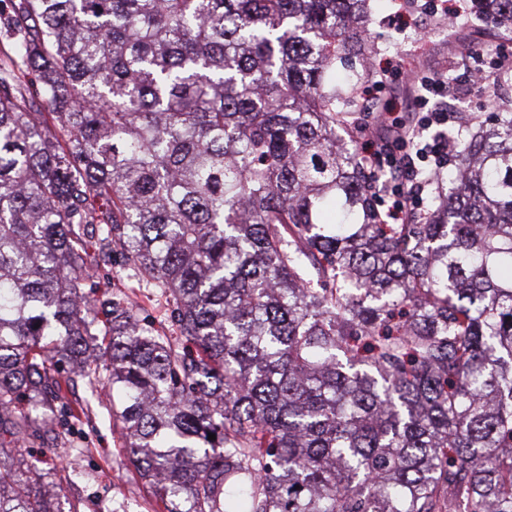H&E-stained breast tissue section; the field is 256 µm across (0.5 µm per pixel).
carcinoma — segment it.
Masks as SVG:
<instances>
[{
	"label": "carcinoma",
	"mask_w": 512,
	"mask_h": 512,
	"mask_svg": "<svg viewBox=\"0 0 512 512\" xmlns=\"http://www.w3.org/2000/svg\"><path fill=\"white\" fill-rule=\"evenodd\" d=\"M10 2L0 436L78 423L82 381L164 512H512V105L458 113L389 224L350 121L374 73L329 77L378 52L369 0ZM114 265L177 339L95 296ZM49 486L0 460V512Z\"/></svg>",
	"instance_id": "1"
}]
</instances>
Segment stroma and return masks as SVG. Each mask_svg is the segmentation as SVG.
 Listing matches in <instances>:
<instances>
[{"label":"stroma","instance_id":"35a3bbf8","mask_svg":"<svg viewBox=\"0 0 512 512\" xmlns=\"http://www.w3.org/2000/svg\"><path fill=\"white\" fill-rule=\"evenodd\" d=\"M370 34L379 52L371 69L376 80L359 91L368 105L403 97L408 84V69H456L458 60L448 51L451 41L467 36L469 30L486 29L487 24L475 20L472 28H446L441 17L410 11L406 24L394 25L392 0H373ZM105 286L113 293L125 295L139 316L163 333L171 328L165 319L166 299L153 288L138 285L120 268H113ZM66 398L71 405L83 406L79 424L59 421L45 425L28 424L33 436L23 447L8 449L13 463L51 472L57 512H100L104 502H111L112 512H160L147 484L124 456L117 434L118 422L111 410L91 399L84 384H77ZM83 449L79 468H72L64 449Z\"/></svg>","mask_w":512,"mask_h":512}]
</instances>
